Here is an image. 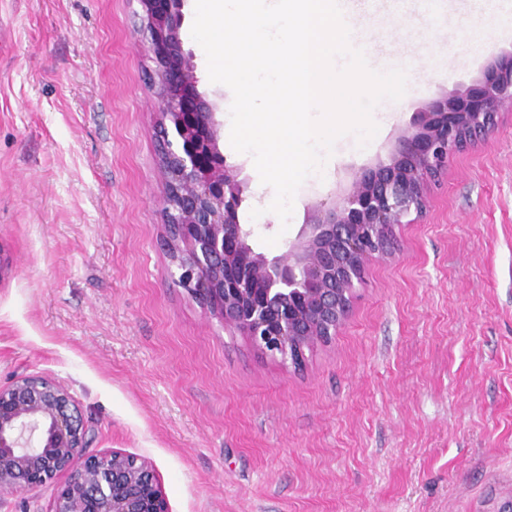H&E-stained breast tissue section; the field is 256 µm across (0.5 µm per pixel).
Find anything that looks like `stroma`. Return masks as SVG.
I'll return each mask as SVG.
<instances>
[{"mask_svg": "<svg viewBox=\"0 0 512 512\" xmlns=\"http://www.w3.org/2000/svg\"><path fill=\"white\" fill-rule=\"evenodd\" d=\"M498 0L459 14L402 0L375 48L409 53V92L366 148L337 139L294 197L288 230L253 224L258 173L240 166L239 220L281 254L313 206L386 159L417 112L462 92L498 54ZM182 38L198 89L232 97ZM138 0H0V386L64 385L88 450L149 457L170 512H501L512 501V103L454 154L426 212L370 261L331 340L282 364L170 275L156 95ZM281 235L279 243L267 237Z\"/></svg>", "mask_w": 512, "mask_h": 512, "instance_id": "stroma-1", "label": "stroma"}]
</instances>
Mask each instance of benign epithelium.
I'll use <instances>...</instances> for the list:
<instances>
[{
	"mask_svg": "<svg viewBox=\"0 0 512 512\" xmlns=\"http://www.w3.org/2000/svg\"><path fill=\"white\" fill-rule=\"evenodd\" d=\"M155 64L164 239L176 282L224 327L298 365L347 319L369 258L388 254L395 226L423 213L432 183L460 149L489 131L512 100V53L500 54L462 93L431 101L385 162L364 170L273 257L250 244L238 209L239 168L219 147L223 123L198 91L181 34L184 0H138ZM89 430L60 383L25 376L0 387V492L56 485L51 512H169L154 463L120 451L86 454Z\"/></svg>",
	"mask_w": 512,
	"mask_h": 512,
	"instance_id": "obj_1",
	"label": "benign epithelium"
}]
</instances>
